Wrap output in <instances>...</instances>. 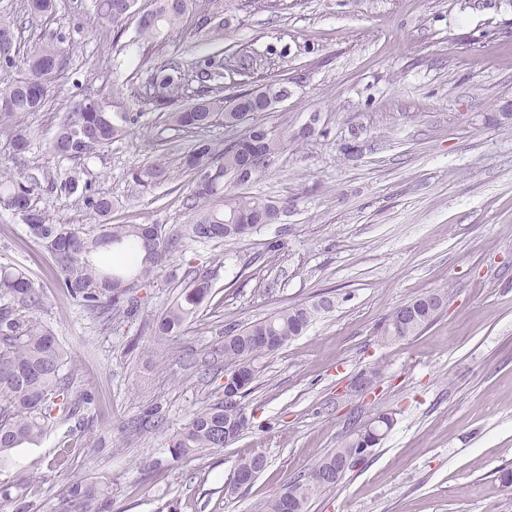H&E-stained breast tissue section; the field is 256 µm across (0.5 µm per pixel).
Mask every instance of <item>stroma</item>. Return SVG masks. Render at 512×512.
I'll return each instance as SVG.
<instances>
[{
	"mask_svg": "<svg viewBox=\"0 0 512 512\" xmlns=\"http://www.w3.org/2000/svg\"><path fill=\"white\" fill-rule=\"evenodd\" d=\"M224 47L276 61L290 95L260 119L292 134L247 192L288 206L238 243L184 240L158 267L135 315L105 319L66 300L50 253L0 211V266L43 291L34 313L68 353L73 392L93 395L74 415L56 411L46 435L0 461V512H60L75 479L102 480L112 512H256L350 434L353 417L393 425L363 464L311 503L310 512H512V0H222ZM15 57L66 37L67 65L41 112L24 163L0 137V171L38 178L79 172L112 197L115 224L189 223V178L179 167L191 137L157 113L76 169L49 149L57 124L87 87L109 111L139 112L129 95L142 57L207 54L209 41L173 33L159 46L99 27L91 0H0ZM165 155L170 181L135 186L134 170ZM55 221L83 231L96 218L76 198L39 193ZM280 243L269 253L268 243ZM211 294L175 337L153 320L177 299L187 271ZM434 292L448 303L421 333L386 342L384 320ZM334 297L333 312L256 362L241 400L248 429L231 445L173 460L169 445L200 407L224 397V326ZM379 369L375 393L353 386ZM158 426L132 423L153 405ZM263 454L255 481L233 490L240 459Z\"/></svg>",
	"mask_w": 512,
	"mask_h": 512,
	"instance_id": "obj_1",
	"label": "stroma"
}]
</instances>
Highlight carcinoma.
Here are the masks:
<instances>
[{
    "label": "carcinoma",
    "mask_w": 512,
    "mask_h": 512,
    "mask_svg": "<svg viewBox=\"0 0 512 512\" xmlns=\"http://www.w3.org/2000/svg\"><path fill=\"white\" fill-rule=\"evenodd\" d=\"M139 0H92L99 21L112 27H125L136 21L140 41L159 43L179 31L182 20L194 0H151L150 20L139 17ZM217 15L203 10L194 35H205L213 44L223 36L224 23ZM65 39L51 38L35 46L24 59L26 76L0 89V135L6 137L14 160H22L34 148V132L28 116L46 104L49 87L64 69L68 54L62 47ZM0 44L8 45L0 55V66L16 65L13 55L14 31L10 23L0 22ZM270 65L263 58L237 51L214 52L186 61L169 57L153 64L145 83L134 95L145 110L160 112L167 129L194 133L196 138L180 157V165L190 176L191 190L187 209L193 211L190 223L172 234L159 224H112L115 208L112 199L83 194L76 176L45 177L0 174V209L19 217L30 235L51 254L58 269V289L67 300L89 312L130 314L138 308L135 289L152 286L155 268L173 253L182 240L196 242H239L247 235L238 228L246 224L251 231L264 224L276 223V213L285 207L269 198L246 192L228 193L224 181L245 186L264 173L284 150V137L275 129L256 121L258 138L250 143L232 139L234 146L208 138L204 132L222 124L235 130L234 107L254 115L268 112L282 96L288 95V79L267 78ZM231 72L246 82L255 78L263 82L253 96L241 93L224 97V73ZM143 113L110 112L105 102L86 90L57 125L50 140L51 151L60 158L83 164L97 156L112 142L139 123ZM167 169L156 159L138 169L133 182L139 187L164 182ZM45 191L57 197L81 195L85 207L98 219L96 233L90 235L69 224H58L37 207L34 197ZM112 252L114 268L106 270L94 264L92 256L99 250ZM209 278L195 276L180 296L154 319L151 332L163 339L183 331L199 307L210 297ZM0 456L24 443L36 444L45 434L51 418L50 403L68 396L70 382L61 375L67 352L52 329L28 316L41 308V290L22 271L0 267ZM447 302V296L432 293L413 299L405 306L414 308L409 321H402L403 307L394 310L383 322L381 336L386 341L414 336L428 326ZM334 305L315 301L278 310L273 316L241 327L228 323L224 344L219 347L224 363L241 367L249 382L256 378L255 361L275 352L266 341L281 336L285 341L303 334L317 317ZM224 402L197 410L188 424L172 438V455L179 459L203 450L224 447ZM376 428L369 432H352L349 439L327 454L316 469L336 468L340 475L328 484H316L300 475L289 481L281 494L259 505V512H308L310 503L321 493L340 484L348 469L345 458L359 448L370 449L380 443L392 426L386 413L373 417ZM264 455L254 454L238 463L233 480L248 486L266 467ZM69 512H112V498L103 481L76 480L67 494Z\"/></svg>",
    "instance_id": "obj_1"
}]
</instances>
